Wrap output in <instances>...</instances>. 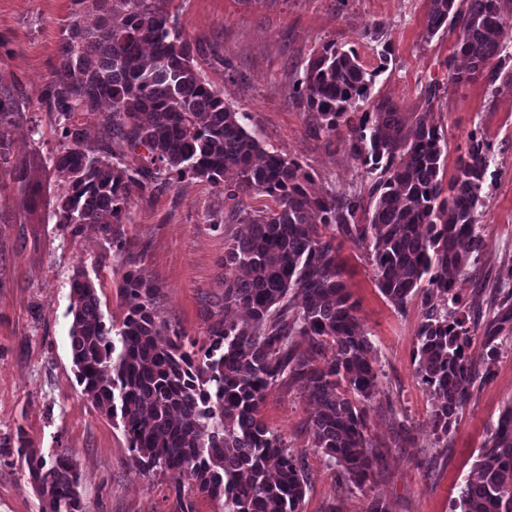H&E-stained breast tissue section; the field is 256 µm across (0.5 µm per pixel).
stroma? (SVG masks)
<instances>
[{
    "mask_svg": "<svg viewBox=\"0 0 512 512\" xmlns=\"http://www.w3.org/2000/svg\"><path fill=\"white\" fill-rule=\"evenodd\" d=\"M185 34L200 42L198 71L224 94L240 123L265 148L303 160L312 194L359 192L363 169L341 137L314 134L313 118L291 93L308 60L323 44L354 49L376 71L372 100L420 111L428 83L442 87L431 120L444 132L445 175L478 135L499 163L484 185L479 222L485 248L472 272L457 278L469 309L471 358L483 377L448 437L434 435L432 395L416 374L417 332L427 305L414 296L396 308L379 290L363 247L345 240L344 280L377 349L380 382L368 415L369 440L379 456L372 483L338 482L336 470L313 446L315 406L301 385H275L260 406L262 420L290 453L302 457L308 487L302 512H366L371 497L390 512H461L460 494L472 478L490 429L512 403V336L500 339L494 361L484 360L489 312L512 282V88L491 93L482 80L452 85L455 34L425 33L429 0H167ZM94 14L74 0H0V90L22 92L27 120L13 130L10 155L26 171V187L0 190V512H39V498L16 454L21 443L45 458L68 452L82 474L84 512H176L172 480L139 472L122 425L94 408L77 384L69 351L70 282L76 272L94 283L106 322L121 323L112 244L96 225L80 231L57 223L67 186L49 156L58 147L56 116L38 99L52 77L66 28L74 16ZM40 134H32V126ZM268 197L225 199L222 189L185 178L153 194L130 191L121 224L132 241L134 265L158 288L161 315L187 339L205 343L224 311V250L236 231L230 211L265 207Z\"/></svg>",
    "mask_w": 512,
    "mask_h": 512,
    "instance_id": "obj_1",
    "label": "stroma"
}]
</instances>
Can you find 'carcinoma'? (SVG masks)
<instances>
[{"label":"carcinoma","instance_id":"carcinoma-1","mask_svg":"<svg viewBox=\"0 0 512 512\" xmlns=\"http://www.w3.org/2000/svg\"><path fill=\"white\" fill-rule=\"evenodd\" d=\"M96 21L69 23L58 66L40 103L57 115L59 147L51 165L67 178L56 223L79 230L97 224L112 240L126 313L108 324L94 285L71 279V359L93 407L120 418L135 466L174 480L179 512H193L184 490L224 501V512H301L307 478L302 458L283 448L260 417L276 383L301 382L316 406L314 447L337 468V478L361 489L373 482L376 453L366 439L365 402L379 384L375 348L343 281L335 241L366 247L382 294L397 308L417 293L436 295L444 310L427 309L418 334L416 374L434 404L435 435L448 436L470 397L476 369L455 275L480 255L477 224L484 205L490 146L470 137L443 183L445 136L431 122L442 87L430 83L420 112L387 100L367 111L376 72L354 50L336 43L310 59L292 93L305 100L325 137L343 140L364 168L367 191L310 194L312 175L295 157L266 150L224 96L195 65L191 41L164 0H76ZM512 27V0H430L426 34H457L463 71L458 85L477 77L490 92L512 87L504 70L501 35ZM20 98L0 92V170L23 186L25 171L10 165L12 128L25 116ZM103 112L106 138L128 152L93 147L75 123L77 112ZM148 154L136 153L138 147ZM235 173L236 183L224 184ZM197 178L224 188L225 198L263 193L275 208L235 211L240 224L224 251V308L247 319L220 318L206 344L185 342L159 310L158 290L133 267V243L123 223L133 183L153 193L159 176ZM512 324V291L486 327L487 358ZM172 336H166V332ZM310 350L300 349L301 344ZM331 349L330 357L322 351ZM39 495L41 512H84L81 472L67 452L46 461L40 449L17 450ZM461 512H512V405L481 448L475 476L461 491Z\"/></svg>","mask_w":512,"mask_h":512}]
</instances>
